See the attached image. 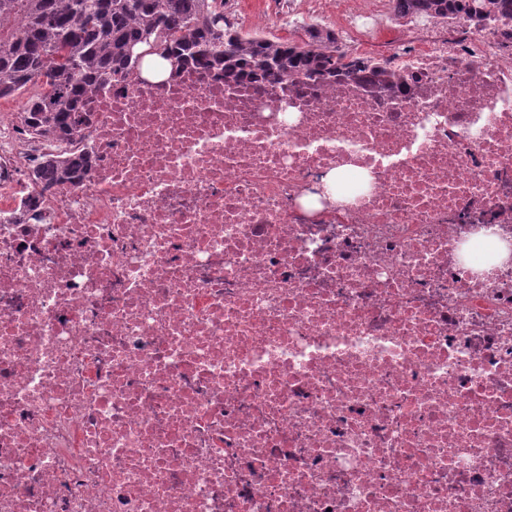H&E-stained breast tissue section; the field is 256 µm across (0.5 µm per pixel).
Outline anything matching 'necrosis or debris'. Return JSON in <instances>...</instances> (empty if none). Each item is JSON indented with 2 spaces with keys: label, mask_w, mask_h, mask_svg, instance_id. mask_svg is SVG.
<instances>
[{
  "label": "necrosis or debris",
  "mask_w": 512,
  "mask_h": 512,
  "mask_svg": "<svg viewBox=\"0 0 512 512\" xmlns=\"http://www.w3.org/2000/svg\"><path fill=\"white\" fill-rule=\"evenodd\" d=\"M224 14L357 66L0 119V512H512V21ZM86 165L87 161L83 157L55 153L46 156L42 165L32 171L31 176L39 184H43L46 177L50 184L63 183L78 177L81 170L86 169Z\"/></svg>",
  "instance_id": "necrosis-or-debris-1"
}]
</instances>
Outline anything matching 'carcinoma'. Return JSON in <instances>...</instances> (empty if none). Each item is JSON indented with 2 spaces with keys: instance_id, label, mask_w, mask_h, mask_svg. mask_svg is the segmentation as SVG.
<instances>
[{
  "instance_id": "1",
  "label": "carcinoma",
  "mask_w": 512,
  "mask_h": 512,
  "mask_svg": "<svg viewBox=\"0 0 512 512\" xmlns=\"http://www.w3.org/2000/svg\"><path fill=\"white\" fill-rule=\"evenodd\" d=\"M219 0H0V99L29 94L22 106L31 134L45 142L73 141L88 121L86 98L109 79L142 73L145 61L175 59L181 76L196 63L224 67V80L301 73L332 78L348 68L336 36L312 31L300 40L244 35L231 29ZM399 8L447 18L459 11L478 17L512 15V0H399ZM87 161L55 153L31 173L68 182Z\"/></svg>"
}]
</instances>
